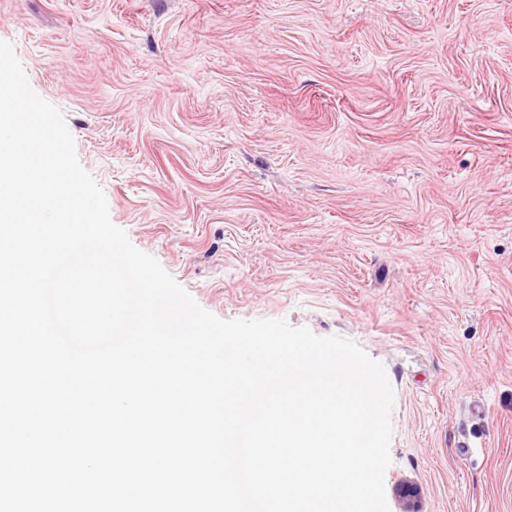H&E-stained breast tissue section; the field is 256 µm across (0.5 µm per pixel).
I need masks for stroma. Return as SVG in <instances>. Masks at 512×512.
Masks as SVG:
<instances>
[{"mask_svg": "<svg viewBox=\"0 0 512 512\" xmlns=\"http://www.w3.org/2000/svg\"><path fill=\"white\" fill-rule=\"evenodd\" d=\"M0 41L201 307L384 366L390 512H512V0H0Z\"/></svg>", "mask_w": 512, "mask_h": 512, "instance_id": "1", "label": "stroma"}]
</instances>
